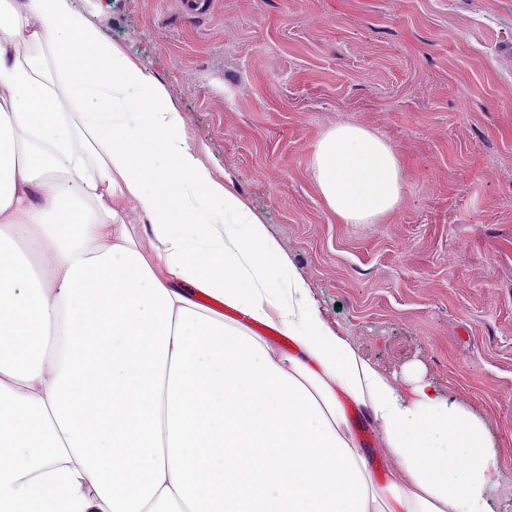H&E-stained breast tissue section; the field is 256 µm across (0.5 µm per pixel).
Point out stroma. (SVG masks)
<instances>
[{"label": "stroma", "instance_id": "stroma-1", "mask_svg": "<svg viewBox=\"0 0 512 512\" xmlns=\"http://www.w3.org/2000/svg\"><path fill=\"white\" fill-rule=\"evenodd\" d=\"M149 67L188 142L310 287L322 318L410 392L420 368L489 423L512 512V0H84ZM382 135L398 207L341 224L311 151L330 128ZM345 411L378 483L381 425Z\"/></svg>", "mask_w": 512, "mask_h": 512}]
</instances>
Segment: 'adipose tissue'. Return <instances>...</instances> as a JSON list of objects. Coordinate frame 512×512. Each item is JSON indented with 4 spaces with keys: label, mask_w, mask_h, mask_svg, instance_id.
Returning <instances> with one entry per match:
<instances>
[{
    "label": "adipose tissue",
    "mask_w": 512,
    "mask_h": 512,
    "mask_svg": "<svg viewBox=\"0 0 512 512\" xmlns=\"http://www.w3.org/2000/svg\"><path fill=\"white\" fill-rule=\"evenodd\" d=\"M311 167L339 223L401 200L364 127L326 131ZM347 401L383 428L386 485ZM498 469L484 420L329 328L80 0H0V512H493ZM251 329L256 335L261 336L274 351L284 355L294 353L293 342L288 336L259 323L252 324Z\"/></svg>",
    "instance_id": "ef3b65f1"
}]
</instances>
